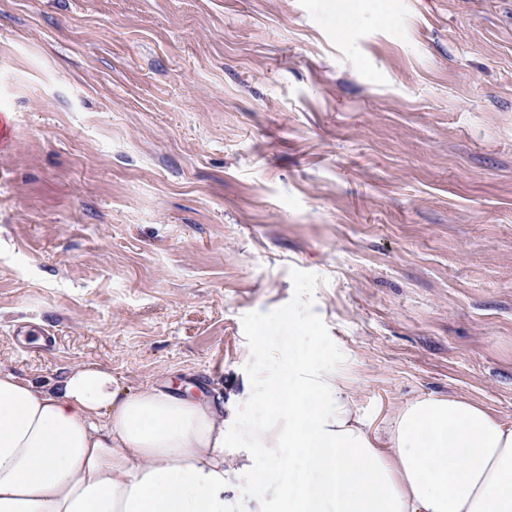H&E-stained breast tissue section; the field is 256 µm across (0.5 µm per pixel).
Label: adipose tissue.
Masks as SVG:
<instances>
[{"mask_svg":"<svg viewBox=\"0 0 512 512\" xmlns=\"http://www.w3.org/2000/svg\"><path fill=\"white\" fill-rule=\"evenodd\" d=\"M260 336L244 396L43 386L0 367V512H228L227 471L272 470L270 512H512V422L452 396L371 428L324 357Z\"/></svg>","mask_w":512,"mask_h":512,"instance_id":"adipose-tissue-1","label":"adipose tissue"}]
</instances>
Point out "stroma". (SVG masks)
Returning <instances> with one entry per match:
<instances>
[{"mask_svg":"<svg viewBox=\"0 0 512 512\" xmlns=\"http://www.w3.org/2000/svg\"><path fill=\"white\" fill-rule=\"evenodd\" d=\"M1 112L0 367L205 398L309 329L373 425L512 421V0H0Z\"/></svg>","mask_w":512,"mask_h":512,"instance_id":"35a3bbf8","label":"stroma"}]
</instances>
